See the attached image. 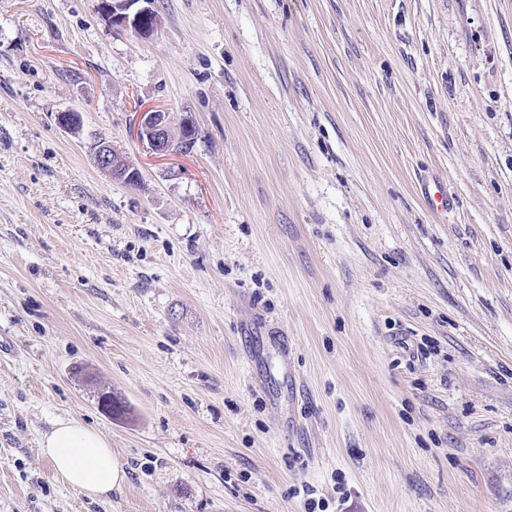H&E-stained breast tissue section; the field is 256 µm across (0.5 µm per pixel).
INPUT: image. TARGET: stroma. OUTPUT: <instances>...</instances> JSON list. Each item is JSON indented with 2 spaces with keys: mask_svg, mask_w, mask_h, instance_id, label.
<instances>
[{
  "mask_svg": "<svg viewBox=\"0 0 512 512\" xmlns=\"http://www.w3.org/2000/svg\"><path fill=\"white\" fill-rule=\"evenodd\" d=\"M152 6L0 0V512H512V0ZM151 0H104L102 12L120 28L140 30L147 34L146 22L151 12ZM139 131L150 146L156 156H166L175 149L189 151L195 145V133L179 140L178 131H175L169 125L165 112L161 110H147L141 112L139 120ZM177 143V144H176ZM420 193L423 199L436 212H447L451 207V198L442 181L437 178H428L422 181ZM62 480L90 498L104 497L126 481L108 441L94 428L70 419H59L40 439Z\"/></svg>",
  "mask_w": 512,
  "mask_h": 512,
  "instance_id": "stroma-1",
  "label": "stroma"
}]
</instances>
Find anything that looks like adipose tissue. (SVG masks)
I'll list each match as a JSON object with an SVG mask.
<instances>
[{"instance_id": "ef3b65f1", "label": "adipose tissue", "mask_w": 512, "mask_h": 512, "mask_svg": "<svg viewBox=\"0 0 512 512\" xmlns=\"http://www.w3.org/2000/svg\"><path fill=\"white\" fill-rule=\"evenodd\" d=\"M40 447L62 480L88 497L107 496L126 480L108 441L80 422L57 420L42 435Z\"/></svg>"}]
</instances>
